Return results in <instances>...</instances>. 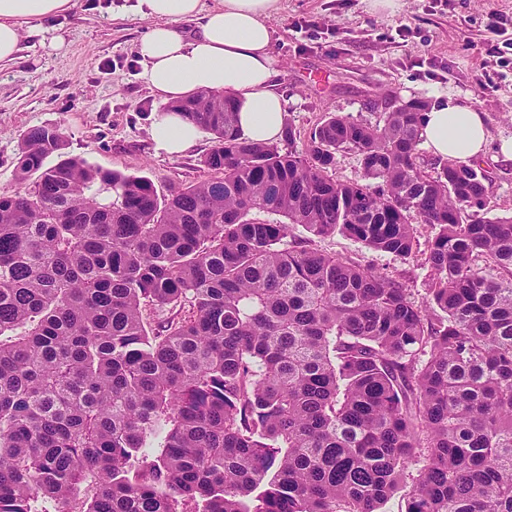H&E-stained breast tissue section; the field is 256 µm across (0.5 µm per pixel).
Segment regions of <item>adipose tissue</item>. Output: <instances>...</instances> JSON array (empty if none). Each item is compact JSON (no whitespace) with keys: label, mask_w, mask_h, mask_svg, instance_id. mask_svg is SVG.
<instances>
[{"label":"adipose tissue","mask_w":512,"mask_h":512,"mask_svg":"<svg viewBox=\"0 0 512 512\" xmlns=\"http://www.w3.org/2000/svg\"><path fill=\"white\" fill-rule=\"evenodd\" d=\"M277 0H133L129 12L152 19L137 55L140 77L164 102L196 92H221L236 105L244 138L279 139L285 102L272 81L271 19ZM72 0H0V65L14 62L23 38L44 39V20L70 10ZM200 136L196 125L168 112L156 118V151L178 155ZM423 136L434 155L470 162L486 152L481 112L451 99L425 114Z\"/></svg>","instance_id":"ef3b65f1"}]
</instances>
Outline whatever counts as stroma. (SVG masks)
Here are the masks:
<instances>
[{
    "mask_svg": "<svg viewBox=\"0 0 512 512\" xmlns=\"http://www.w3.org/2000/svg\"><path fill=\"white\" fill-rule=\"evenodd\" d=\"M47 22L66 43L24 42L18 59L0 68V194L17 189L15 159L23 135L54 127L64 153L89 164L149 178L159 194L209 179L202 159L211 136L179 156L156 152L150 130L166 108L139 76L137 46L151 26L137 14L116 15L114 0H73ZM498 12L512 34V0H397L381 12L372 0H279L270 52L274 81L286 99V127L303 149L328 113L375 121L370 107L397 95L434 103L463 100L484 113L493 215H512V160L497 151L512 138V50L490 52L487 30ZM290 240L373 265L406 281L415 299L426 295L424 250L400 259L364 248L342 234L310 240L294 227Z\"/></svg>",
    "mask_w": 512,
    "mask_h": 512,
    "instance_id": "1",
    "label": "stroma"
}]
</instances>
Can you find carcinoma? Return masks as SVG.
<instances>
[{
	"label": "carcinoma",
	"instance_id": "obj_1",
	"mask_svg": "<svg viewBox=\"0 0 512 512\" xmlns=\"http://www.w3.org/2000/svg\"><path fill=\"white\" fill-rule=\"evenodd\" d=\"M428 109L331 113L284 152L196 93L167 110L212 136L211 177L164 197L28 130L33 188L0 195V512H379L415 459L406 512H512V216L479 162L420 152ZM344 150L356 181L328 175ZM416 220L421 303L288 247L299 224L404 259Z\"/></svg>",
	"mask_w": 512,
	"mask_h": 512
}]
</instances>
